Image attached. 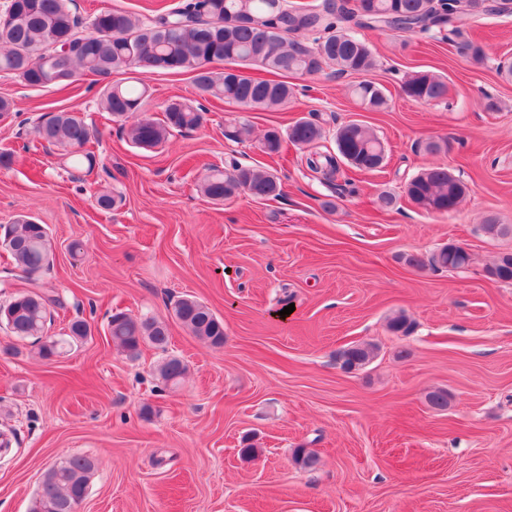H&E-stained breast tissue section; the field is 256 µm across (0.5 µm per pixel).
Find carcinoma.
<instances>
[{
	"label": "carcinoma",
	"mask_w": 512,
	"mask_h": 512,
	"mask_svg": "<svg viewBox=\"0 0 512 512\" xmlns=\"http://www.w3.org/2000/svg\"><path fill=\"white\" fill-rule=\"evenodd\" d=\"M4 13L14 16L10 27L0 29V72L19 78L30 87L70 84L69 77H96L103 84L102 104L115 122H124L143 111L146 90L136 84L122 86L111 81L112 73L135 71L191 73L198 96L214 97L245 110L274 111L288 103L294 87L286 81L248 76L244 69L259 66L270 72L315 77L324 68L338 74H364L376 65L371 45L362 36L365 29L394 33H418L448 43L455 53L473 65L485 54L470 35L467 20L474 14L512 15V0H180L175 6L150 18L112 7L97 11L87 22L76 13L74 0H9ZM112 31V39L103 36ZM222 64L217 72L212 65ZM403 95L415 102L441 100L448 83L439 75L419 71L405 77ZM367 111L387 106L384 89L362 81L353 89ZM204 120L201 105L171 102L162 117L144 115L127 129L130 142L149 150L163 144L174 131L199 127ZM39 136L61 151L75 170L92 169L95 155L86 149L92 132L76 112L61 111L39 128ZM307 150L305 165L323 185H332L342 174L339 161L360 172H375L385 161L382 141L368 127L351 122L336 129L337 153L322 150L325 129L316 119L301 118L283 133L268 129L260 149L268 155L280 152L283 138ZM467 185L440 165L418 171L404 193L416 208L428 214H450L461 203ZM202 194L224 202L241 194L258 200L279 198L282 183L273 173L238 163L212 166L200 183ZM483 230L492 237H512V225L490 217ZM11 237L14 268L34 275L50 265L54 248L48 228L21 214L12 224H0ZM404 263L417 270L464 271L472 264L466 250L442 247L428 255L407 253ZM494 282L512 283V253H504L483 269ZM60 304L53 296L17 292L1 305L10 317L3 318L13 336L38 340L44 359L59 356L92 335L84 319L70 323L57 338L44 335L50 308ZM176 321L191 335L212 346L224 344V322L193 296L176 301ZM112 342L130 357L144 344L163 352L170 343L169 327L154 317L133 318L123 312L109 316ZM373 343H360L341 352L346 370L367 365L375 356ZM186 372L183 361L167 356L158 374L167 386H175ZM94 461L87 456H63L44 475L30 512H72L79 507L94 475Z\"/></svg>",
	"instance_id": "1"
}]
</instances>
